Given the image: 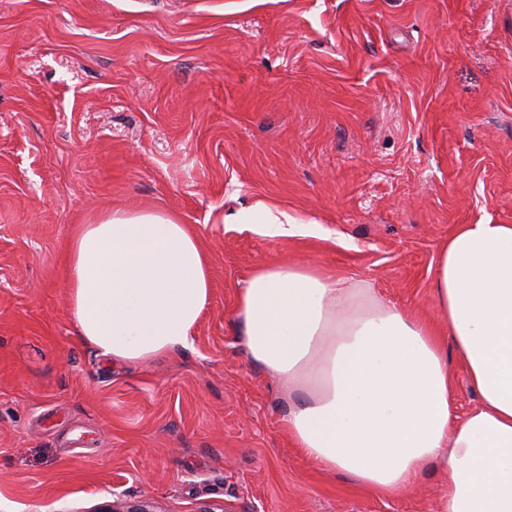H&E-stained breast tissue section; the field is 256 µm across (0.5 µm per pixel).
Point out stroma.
Here are the masks:
<instances>
[{
  "label": "stroma",
  "mask_w": 512,
  "mask_h": 512,
  "mask_svg": "<svg viewBox=\"0 0 512 512\" xmlns=\"http://www.w3.org/2000/svg\"><path fill=\"white\" fill-rule=\"evenodd\" d=\"M296 218L276 236L228 215ZM159 207L212 293L190 347L112 362L75 338L73 228ZM512 224V0H0V512H435L295 448V396L238 296L312 262L433 319L459 224Z\"/></svg>",
  "instance_id": "1"
}]
</instances>
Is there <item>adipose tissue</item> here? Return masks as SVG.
<instances>
[{"instance_id":"obj_1","label":"adipose tissue","mask_w":512,"mask_h":512,"mask_svg":"<svg viewBox=\"0 0 512 512\" xmlns=\"http://www.w3.org/2000/svg\"><path fill=\"white\" fill-rule=\"evenodd\" d=\"M68 306L78 339L116 362L187 348L208 258L162 209H115L74 230ZM427 320L311 263L256 269L238 313L255 362L296 385L285 424L326 471L395 497L431 465L438 512H512V224H460L438 254ZM480 401L453 419L448 356Z\"/></svg>"}]
</instances>
